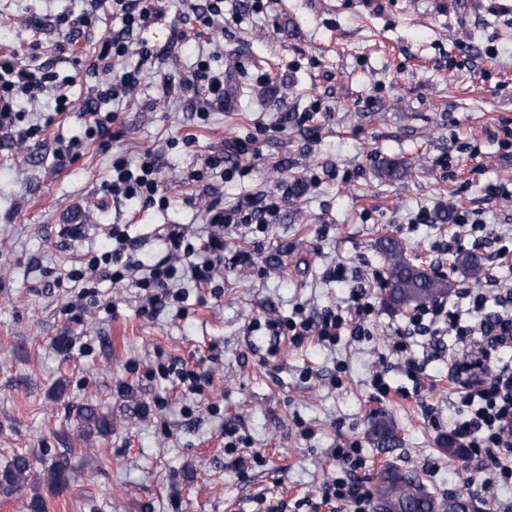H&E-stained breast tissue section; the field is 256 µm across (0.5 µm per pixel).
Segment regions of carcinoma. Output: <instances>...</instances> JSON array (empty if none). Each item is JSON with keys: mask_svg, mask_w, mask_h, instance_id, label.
Segmentation results:
<instances>
[{"mask_svg": "<svg viewBox=\"0 0 512 512\" xmlns=\"http://www.w3.org/2000/svg\"><path fill=\"white\" fill-rule=\"evenodd\" d=\"M378 246L388 261L387 276L380 288V299L394 311H405L434 303L447 297L454 289L449 278L431 274L405 255L403 244L386 235ZM463 274L478 278L482 270L481 258L465 254L457 258ZM370 441L376 448H396L400 445L394 423L381 417L370 428ZM69 459L60 456L52 464V484L62 489L69 483ZM32 467L28 456L17 454L0 470V493L6 497L19 494L27 485ZM374 500L376 512H470V496L458 495L440 500L428 491L420 477L394 464L386 466L378 476Z\"/></svg>", "mask_w": 512, "mask_h": 512, "instance_id": "cac0c4a2", "label": "carcinoma"}]
</instances>
